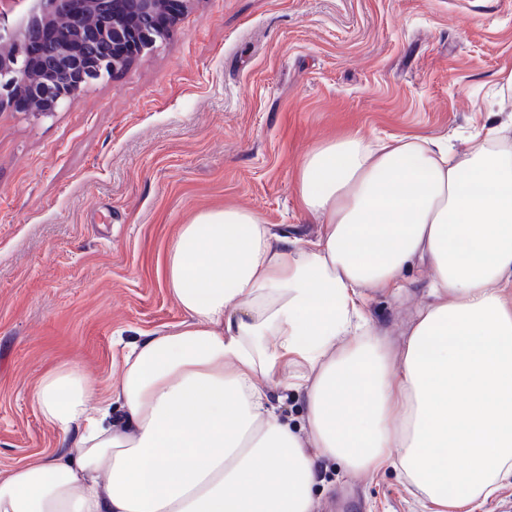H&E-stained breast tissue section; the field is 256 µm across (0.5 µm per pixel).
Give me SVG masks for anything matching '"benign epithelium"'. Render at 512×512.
I'll use <instances>...</instances> for the list:
<instances>
[{
	"instance_id": "7a95c632",
	"label": "benign epithelium",
	"mask_w": 512,
	"mask_h": 512,
	"mask_svg": "<svg viewBox=\"0 0 512 512\" xmlns=\"http://www.w3.org/2000/svg\"><path fill=\"white\" fill-rule=\"evenodd\" d=\"M20 0H0V103L26 97L41 118L75 104L80 90L153 53L168 35L169 0H27V21L9 19Z\"/></svg>"
}]
</instances>
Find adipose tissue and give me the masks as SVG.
<instances>
[{
  "label": "adipose tissue",
  "instance_id": "adipose-tissue-1",
  "mask_svg": "<svg viewBox=\"0 0 512 512\" xmlns=\"http://www.w3.org/2000/svg\"><path fill=\"white\" fill-rule=\"evenodd\" d=\"M295 186L317 237L197 213L164 260L181 321L131 345L100 398L74 366L40 379L32 399L71 441L0 472V512H314L322 459L395 467L441 512L512 478V116L461 155L351 133L308 152ZM418 261L433 301L395 353L365 293ZM279 397H275V405L280 413L288 418L291 424L302 425L305 419L304 403L300 396L291 391L278 390L275 391Z\"/></svg>",
  "mask_w": 512,
  "mask_h": 512
}]
</instances>
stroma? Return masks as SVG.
<instances>
[{
  "label": "stroma",
  "instance_id": "obj_1",
  "mask_svg": "<svg viewBox=\"0 0 512 512\" xmlns=\"http://www.w3.org/2000/svg\"><path fill=\"white\" fill-rule=\"evenodd\" d=\"M512 0H190L126 71L39 119L0 106V471L52 455L34 405L67 363L97 389L142 334L180 322L164 278L179 225L224 205L314 238L295 173L348 132L448 135L458 151L512 115ZM429 271L368 293L400 346ZM315 512H430L402 474L320 465Z\"/></svg>",
  "mask_w": 512,
  "mask_h": 512
}]
</instances>
